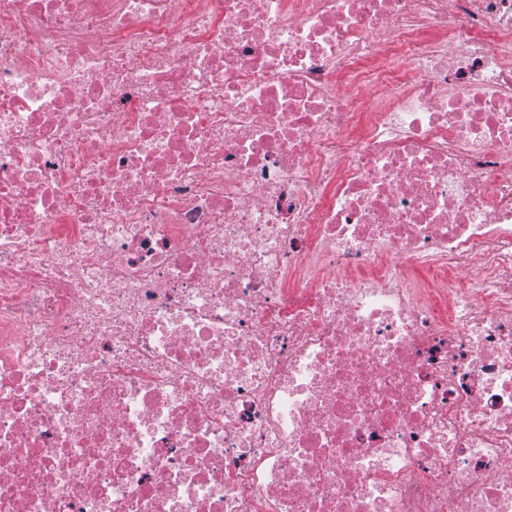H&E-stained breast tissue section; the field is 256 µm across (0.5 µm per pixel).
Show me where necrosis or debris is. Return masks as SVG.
<instances>
[{
    "mask_svg": "<svg viewBox=\"0 0 512 512\" xmlns=\"http://www.w3.org/2000/svg\"><path fill=\"white\" fill-rule=\"evenodd\" d=\"M0 512H512V0H0Z\"/></svg>",
    "mask_w": 512,
    "mask_h": 512,
    "instance_id": "1",
    "label": "necrosis or debris"
}]
</instances>
